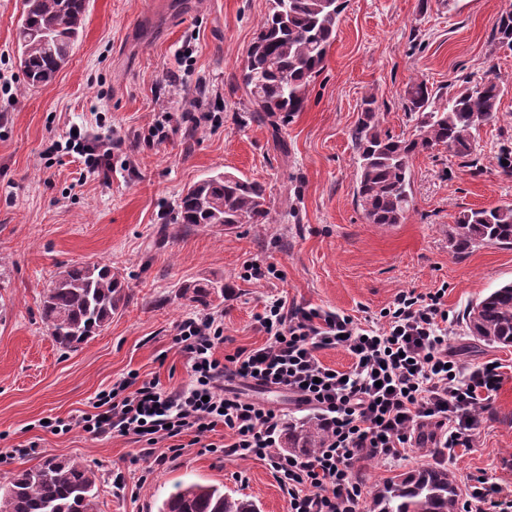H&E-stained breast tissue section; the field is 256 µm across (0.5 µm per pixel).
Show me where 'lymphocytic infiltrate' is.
Returning <instances> with one entry per match:
<instances>
[{
  "label": "lymphocytic infiltrate",
  "instance_id": "1",
  "mask_svg": "<svg viewBox=\"0 0 512 512\" xmlns=\"http://www.w3.org/2000/svg\"><path fill=\"white\" fill-rule=\"evenodd\" d=\"M444 289L399 292L386 312L364 325L342 311L267 301L256 316L264 344L218 356L224 322L208 313L175 327L173 344L191 370L189 383L162 388L131 372L97 396L95 410L59 418L53 434L80 430L95 438L140 444L132 465L150 461L158 444L171 457L185 447L264 462L288 497L289 512H363L360 463L398 461L423 439L442 463L472 447L480 415L501 386L495 362L463 364L448 346L455 322ZM352 358L339 370L322 351ZM287 391L296 410L311 411L328 438L314 453L280 449L284 410L250 399L240 385ZM223 430V442L209 433Z\"/></svg>",
  "mask_w": 512,
  "mask_h": 512
}]
</instances>
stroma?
Here are the masks:
<instances>
[{"mask_svg":"<svg viewBox=\"0 0 512 512\" xmlns=\"http://www.w3.org/2000/svg\"><path fill=\"white\" fill-rule=\"evenodd\" d=\"M270 0H88L69 61L48 84L26 87L16 28L22 0H0V451L36 440L40 453L0 463L18 472L44 457L76 458L98 470V512H157L180 481L223 487L260 512H288V498L260 461L188 448L154 467L130 492L138 444L55 435L43 421L91 411L96 395L129 371L185 384V358L172 344L178 321L221 315L222 353L264 343L255 315L266 301L373 317L403 290L446 288L460 321L448 338L464 363L495 361L503 382L469 448L448 461L458 484L481 474L512 500V346L489 345L462 323L472 302L512 282V248L482 245L456 253L448 234L469 208L512 202V175L496 162L512 146V48L493 40L512 0H348L325 67L302 112L288 120L255 117L240 74ZM495 71L503 81L499 119L474 136L481 164L439 149L413 157L412 205L392 227L367 223L354 197L357 155L349 133L364 97H374L381 127L411 136L407 84L447 92ZM209 95L195 101V83ZM218 113L214 122L152 139L169 112ZM92 145L114 144L108 179L89 174L66 151L70 128ZM229 172L261 182L270 224L187 226L171 207L187 186ZM274 264L279 277L244 280L245 263ZM81 263L123 274L128 301L104 330L74 350L60 348L40 318L54 275ZM209 279L223 296L201 307L183 283ZM428 451L360 466L367 491L425 467ZM125 472L127 489L113 477Z\"/></svg>","mask_w":512,"mask_h":512,"instance_id":"1","label":"stroma"}]
</instances>
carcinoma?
Segmentation results:
<instances>
[{"label": "carcinoma", "instance_id": "carcinoma-1", "mask_svg": "<svg viewBox=\"0 0 512 512\" xmlns=\"http://www.w3.org/2000/svg\"><path fill=\"white\" fill-rule=\"evenodd\" d=\"M259 25L242 74L254 111L288 118L304 110L309 88L324 69L346 0H271ZM87 0H24L16 39L20 71L28 87L47 84L68 62L82 28ZM493 38L512 47V9L497 18ZM503 93L498 74L469 81L443 97L426 82L405 90V111L415 116V133L391 135L380 128L379 108L363 99L361 117L350 137L358 156L355 195L366 221L400 224L412 203L410 160L442 146L476 164L474 132L499 119ZM175 224L207 226L269 224L265 188L236 175L209 176L189 186L172 209ZM457 252L495 244L512 247V202L460 213L449 236ZM126 302L125 278L109 264L73 265L44 290L40 317L63 349L87 342ZM468 330L489 344L512 345V283L496 289L465 313ZM326 433L315 422L290 428L292 448L313 451ZM96 470L78 459L52 458L16 473L0 474V512H98ZM455 476L443 467H426L392 479L375 493L373 512H460ZM158 512H257L256 505L215 485L177 484Z\"/></svg>", "mask_w": 512, "mask_h": 512}]
</instances>
